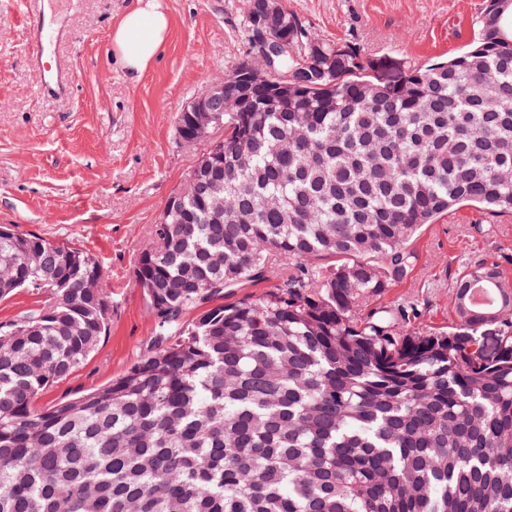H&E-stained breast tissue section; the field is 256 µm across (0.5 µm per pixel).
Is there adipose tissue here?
I'll return each instance as SVG.
<instances>
[{
    "label": "adipose tissue",
    "mask_w": 512,
    "mask_h": 512,
    "mask_svg": "<svg viewBox=\"0 0 512 512\" xmlns=\"http://www.w3.org/2000/svg\"><path fill=\"white\" fill-rule=\"evenodd\" d=\"M170 18L162 0H137L112 30V52L130 77H140L168 38Z\"/></svg>",
    "instance_id": "ef3b65f1"
}]
</instances>
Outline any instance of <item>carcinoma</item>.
Wrapping results in <instances>:
<instances>
[{
	"label": "carcinoma",
	"mask_w": 512,
	"mask_h": 512,
	"mask_svg": "<svg viewBox=\"0 0 512 512\" xmlns=\"http://www.w3.org/2000/svg\"><path fill=\"white\" fill-rule=\"evenodd\" d=\"M511 3L388 82L279 6L278 74L241 83L223 159L139 253L167 342L105 386L38 404L112 297L83 252L1 232L0 298L44 301L0 324V512H512V307L434 331L415 302H380L425 225L512 214Z\"/></svg>",
	"instance_id": "1"
}]
</instances>
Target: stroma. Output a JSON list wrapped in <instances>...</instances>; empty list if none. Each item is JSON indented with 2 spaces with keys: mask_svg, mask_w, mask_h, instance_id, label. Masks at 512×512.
<instances>
[{
  "mask_svg": "<svg viewBox=\"0 0 512 512\" xmlns=\"http://www.w3.org/2000/svg\"><path fill=\"white\" fill-rule=\"evenodd\" d=\"M170 32L155 64L131 78L108 55L113 27L136 0H74L71 94L49 98L26 50L17 0L0 5V225L93 257L112 291L105 336L69 378L40 401L71 400L121 375L154 350L156 314L134 282L138 255L168 198L206 148L185 146L176 116L211 79L248 52V0H164ZM324 39L359 46L397 65L462 50L485 0H284ZM408 275L383 301H417L431 328L456 319V282L469 267L495 266L512 287V216L462 205L411 242Z\"/></svg>",
  "mask_w": 512,
  "mask_h": 512,
  "instance_id": "1",
  "label": "stroma"
}]
</instances>
